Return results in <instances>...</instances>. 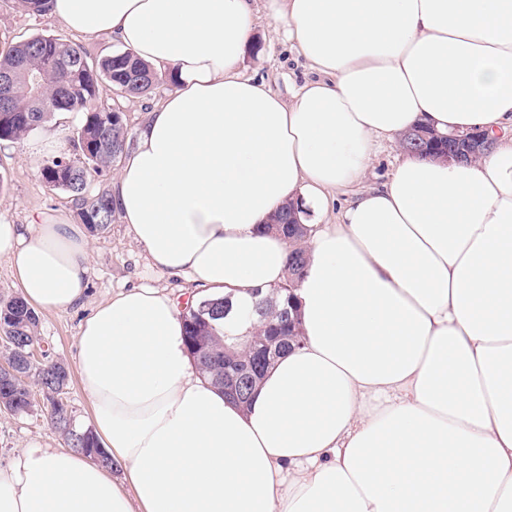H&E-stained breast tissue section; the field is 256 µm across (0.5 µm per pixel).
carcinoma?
<instances>
[{
  "label": "carcinoma",
  "mask_w": 512,
  "mask_h": 512,
  "mask_svg": "<svg viewBox=\"0 0 512 512\" xmlns=\"http://www.w3.org/2000/svg\"><path fill=\"white\" fill-rule=\"evenodd\" d=\"M0 73L13 76L8 88L0 87V142H18L43 126L58 112H76L82 119L73 142L81 155L74 162L67 157L48 159L40 169L42 180L52 189L67 193L77 210L81 223L93 234L107 230L112 223V195L91 189V173H99L120 159L128 146L125 119L112 120V107L96 104L99 87L109 83L122 96H146L158 84L156 71L126 50L93 58L79 44L66 42L52 35L34 34L0 53ZM274 226L292 242L288 269L305 268L308 262L303 245L305 228L299 224L294 208L288 207L273 219ZM298 280L286 279L276 288V306L267 308L261 300L265 292L255 297L246 311H224V298L204 297L182 313V326L189 355L202 366L201 376L216 387L224 388V346L237 352L243 361L250 356L246 337L226 333L223 326L230 318L251 322L252 333L268 336H292L299 322L298 311L291 292ZM38 315L22 297L0 304V328L21 337L24 347L36 340ZM46 395L47 421L62 432L76 451L94 459L103 467L112 466V458L94 457L99 441L90 429L82 444L70 429L68 407L58 397L65 394L69 383L68 368L48 360L32 373ZM30 393L27 380L0 385V403L15 412H26L32 404L25 401Z\"/></svg>",
  "instance_id": "carcinoma-1"
}]
</instances>
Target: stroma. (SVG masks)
I'll return each mask as SVG.
<instances>
[{
    "label": "stroma",
    "mask_w": 512,
    "mask_h": 512,
    "mask_svg": "<svg viewBox=\"0 0 512 512\" xmlns=\"http://www.w3.org/2000/svg\"><path fill=\"white\" fill-rule=\"evenodd\" d=\"M256 42L247 51L242 71L255 76L273 91L287 94L289 85H299L311 72L282 35L275 33L266 0H256ZM36 33L54 35L66 41L84 44L91 55L111 54L116 44L101 37L82 40L60 21L29 14L17 0H0V52ZM167 78L148 98L121 97L110 85H102L98 102L103 106H119L129 133H136L147 112L170 91ZM80 117L75 113H57L44 126L25 139L0 142V222L26 224L31 218L45 215L78 223L79 218L66 193L50 189L40 176L44 158L41 145L52 139L53 148L61 156H74L73 133ZM149 285L167 291L178 303H186L195 289L181 276L160 274L151 270L141 249L129 234L120 217H113L108 229L91 236L89 247L88 287L84 299L73 309L63 312L39 311L37 342L51 359L64 363L70 370V382L64 399L73 423L81 429L91 425L92 406L85 396L77 368L76 341L83 321L101 303L123 289ZM33 406L25 413L0 409V464L28 443L38 441L51 448L67 447V439L52 429L43 413L44 394L38 385L30 387Z\"/></svg>",
    "instance_id": "1"
}]
</instances>
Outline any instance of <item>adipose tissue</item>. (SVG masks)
Instances as JSON below:
<instances>
[{"mask_svg": "<svg viewBox=\"0 0 512 512\" xmlns=\"http://www.w3.org/2000/svg\"><path fill=\"white\" fill-rule=\"evenodd\" d=\"M253 3L49 2L174 78L112 191L157 271L248 307L285 278L263 229L285 202L327 212L421 123L495 145L404 154L311 225L302 340L247 406L193 375L170 294H113L77 368L123 478L33 441L0 466V512H512V0H269L313 73L287 100L240 71ZM0 256L42 310L85 294L84 225L1 223ZM399 155L389 143H384L374 156L364 180V184H380L386 181L395 166Z\"/></svg>", "mask_w": 512, "mask_h": 512, "instance_id": "1", "label": "adipose tissue"}]
</instances>
